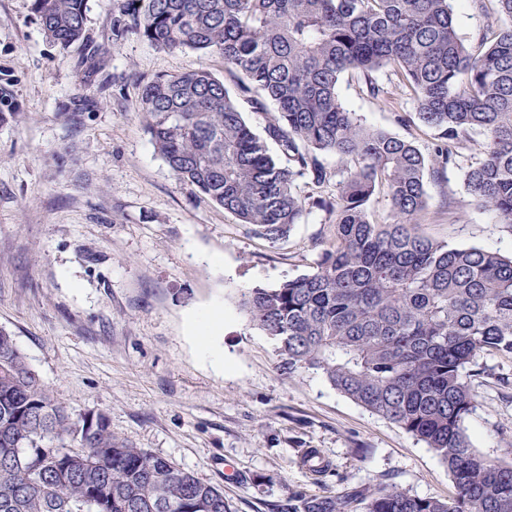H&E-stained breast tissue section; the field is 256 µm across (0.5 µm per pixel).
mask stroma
<instances>
[{
    "instance_id": "1",
    "label": "stroma",
    "mask_w": 512,
    "mask_h": 512,
    "mask_svg": "<svg viewBox=\"0 0 512 512\" xmlns=\"http://www.w3.org/2000/svg\"><path fill=\"white\" fill-rule=\"evenodd\" d=\"M113 0H88L87 37L46 38L31 0H0V325L73 415L103 410L113 433L220 485L232 512H282L289 494L395 487L420 498L454 493L424 443L334 389L322 374H283L273 340L240 307L244 292L311 271L335 222L313 211L269 242L178 185L136 110L140 80L206 67L217 56L161 51L112 33ZM100 66L83 81V63ZM379 101L344 76L339 93L367 124L412 139L395 122L415 103L379 74ZM479 158L426 176L421 234L512 256V230L478 208L464 173ZM224 309L231 369L205 362L189 318ZM465 420L476 453L512 463V358L481 355ZM317 449L326 476L301 463Z\"/></svg>"
}]
</instances>
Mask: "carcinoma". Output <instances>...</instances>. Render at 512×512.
<instances>
[{"mask_svg": "<svg viewBox=\"0 0 512 512\" xmlns=\"http://www.w3.org/2000/svg\"><path fill=\"white\" fill-rule=\"evenodd\" d=\"M464 0H114L112 30L159 50L218 55L205 68L138 85L137 111L174 179L276 242L336 181L333 237L309 273L242 295L277 345L278 368L321 373L338 391L424 442L448 467L445 501L391 488L364 512H512V464L475 453L469 368L512 355V257L417 235L425 176L480 159L467 193L512 227V0H469L487 19L462 37ZM45 34L86 38V0H33ZM388 72L435 132L433 154L365 123L339 95L351 74L373 99ZM264 116L263 133L242 104ZM332 156L342 163L333 169ZM383 193L384 220L368 209ZM302 463L329 469L317 450ZM291 512H351L353 496H294ZM0 512H231L224 489L112 433L105 412L77 417L0 327Z\"/></svg>", "mask_w": 512, "mask_h": 512, "instance_id": "cac0c4a2", "label": "carcinoma"}]
</instances>
